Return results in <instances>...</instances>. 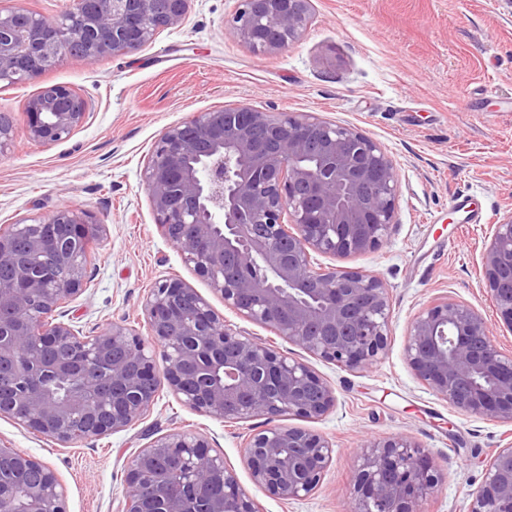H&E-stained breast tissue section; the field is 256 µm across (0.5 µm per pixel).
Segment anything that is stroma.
Segmentation results:
<instances>
[{"instance_id": "1", "label": "stroma", "mask_w": 512, "mask_h": 512, "mask_svg": "<svg viewBox=\"0 0 512 512\" xmlns=\"http://www.w3.org/2000/svg\"><path fill=\"white\" fill-rule=\"evenodd\" d=\"M236 5L192 0L182 26L137 52L93 66L67 57L28 82L0 83V115L10 116L15 132L0 156V227L64 204L102 222L90 245L89 285L65 308L83 332L122 320L149 338L143 297L156 280L177 277L226 320L325 378L333 409L319 420H283L332 442L321 486L290 501L258 489L241 446L264 419L224 423L165 391L145 419L100 440L64 446L5 417L0 439L57 471L69 512H118L128 460L173 430L206 437L262 512H349L345 490L362 438L403 434L431 453L442 477L426 512H469L494 450L512 441V425L457 411L417 380L403 347L413 315L447 296L477 309L512 354V331L479 281L483 245L512 212V0H313L304 36L276 55L255 54L226 34ZM56 84L78 90L88 114L69 140L42 146L28 137L24 104ZM229 104L351 124L393 158L397 222L379 250L345 261L389 288L391 338L372 368L337 367L241 321L160 235L141 177L153 142L166 127ZM460 194L482 211L481 223L454 207Z\"/></svg>"}]
</instances>
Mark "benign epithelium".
<instances>
[{"label": "benign epithelium", "instance_id": "1", "mask_svg": "<svg viewBox=\"0 0 512 512\" xmlns=\"http://www.w3.org/2000/svg\"><path fill=\"white\" fill-rule=\"evenodd\" d=\"M190 2L72 0L58 20L0 6V83L27 82L66 56L96 63L134 53L180 26ZM238 2L228 32L259 54L288 50L312 22L311 0ZM87 111L76 90L44 87L25 105L29 139L62 143ZM142 180L162 236L225 307L348 370L383 358L392 315L384 279L314 258L357 257L387 240L401 184L380 142L314 113L224 106L164 129ZM101 231L93 214L64 205L0 232V416L63 444L98 440L145 414L164 382L177 401L213 419L264 418L269 426L243 448L253 483L288 501L311 493L335 448L279 421L321 419L334 388L225 320L183 280H159L143 299L150 344L121 322L86 336L70 321H45L86 287L83 247ZM479 274L512 332V214L494 224ZM404 358L458 411L512 424V354L472 306L443 298L415 314ZM56 379L70 383L65 394L49 390ZM359 456L350 512H422L438 487L431 454L406 436L365 439ZM3 464L13 476L0 474V512H67L55 470L0 441ZM125 485L119 512H260L224 458L184 431L136 452ZM470 512H512V441L490 458Z\"/></svg>", "mask_w": 512, "mask_h": 512}]
</instances>
